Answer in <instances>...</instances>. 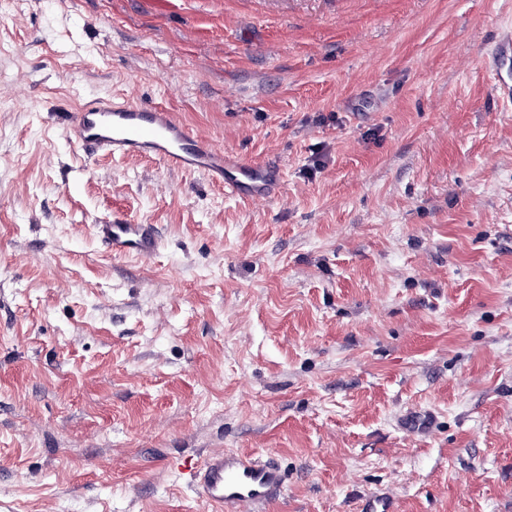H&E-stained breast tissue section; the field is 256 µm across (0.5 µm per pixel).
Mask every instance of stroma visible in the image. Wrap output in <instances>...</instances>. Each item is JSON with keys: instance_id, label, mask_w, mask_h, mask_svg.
Returning a JSON list of instances; mask_svg holds the SVG:
<instances>
[{"instance_id": "stroma-1", "label": "stroma", "mask_w": 512, "mask_h": 512, "mask_svg": "<svg viewBox=\"0 0 512 512\" xmlns=\"http://www.w3.org/2000/svg\"><path fill=\"white\" fill-rule=\"evenodd\" d=\"M0 11V512H212L181 470L275 461L264 512H512V0H13ZM162 104L251 201L62 131ZM155 225L156 257L93 224ZM509 53L512 54V27L501 31L494 45L483 54L482 64L496 79V95L501 107L512 112V84L500 78L502 61Z\"/></svg>"}]
</instances>
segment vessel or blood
Here are the masks:
<instances>
[{"instance_id":"1","label":"vessel or blood","mask_w":512,"mask_h":512,"mask_svg":"<svg viewBox=\"0 0 512 512\" xmlns=\"http://www.w3.org/2000/svg\"><path fill=\"white\" fill-rule=\"evenodd\" d=\"M510 54L512 27L501 31L482 58L483 66L497 78V99L508 112H512V84L500 74L502 61ZM64 133L87 154L105 151L154 158L177 171L201 173L233 196L269 199L279 193L283 183L279 165L243 162L156 105L91 98L68 114ZM93 231L116 256L149 257L159 248L158 234L151 224L116 219L94 225ZM192 484L216 512H254L283 493L285 475L274 463L218 449L197 464Z\"/></svg>"}]
</instances>
